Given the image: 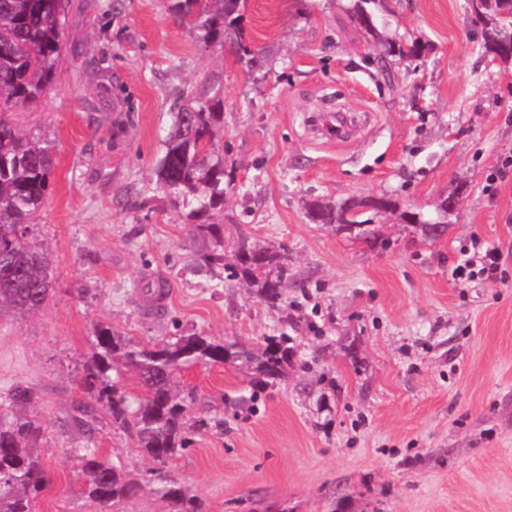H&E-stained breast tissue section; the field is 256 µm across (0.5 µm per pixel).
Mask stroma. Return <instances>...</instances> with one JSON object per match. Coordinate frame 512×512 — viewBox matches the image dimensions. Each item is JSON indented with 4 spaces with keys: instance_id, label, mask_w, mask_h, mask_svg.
I'll list each match as a JSON object with an SVG mask.
<instances>
[{
    "instance_id": "35a3bbf8",
    "label": "stroma",
    "mask_w": 512,
    "mask_h": 512,
    "mask_svg": "<svg viewBox=\"0 0 512 512\" xmlns=\"http://www.w3.org/2000/svg\"><path fill=\"white\" fill-rule=\"evenodd\" d=\"M351 0H248L233 39L206 47L167 0H71L56 82L15 113L51 140L56 168L38 219L55 288L38 315L0 316V393L39 397L52 484L36 512H96L77 495L74 378L97 324L140 343L199 334L261 349L288 339V365L257 385L241 364L192 365L187 419H206L165 466L109 421L102 456L142 484L117 512H167L164 469L207 512H512V283L452 272L465 250L512 271V63L481 56L468 0H377L403 57L358 27ZM224 94V244L239 234L288 251L277 306L223 269L203 271L181 199L155 170L176 108L204 78ZM369 114L350 141L312 140L306 113ZM459 207L442 240L403 221ZM357 206L371 246L310 220L306 204ZM383 199L385 210L373 201ZM165 281L164 312L148 310Z\"/></svg>"
}]
</instances>
